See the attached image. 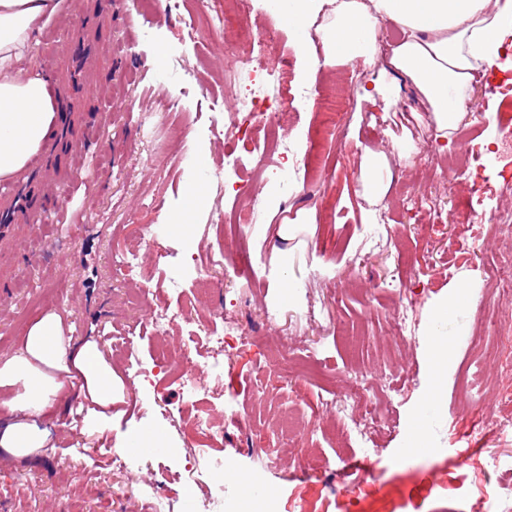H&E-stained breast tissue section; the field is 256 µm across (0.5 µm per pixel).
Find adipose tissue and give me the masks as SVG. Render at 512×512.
Wrapping results in <instances>:
<instances>
[{"instance_id": "adipose-tissue-1", "label": "adipose tissue", "mask_w": 512, "mask_h": 512, "mask_svg": "<svg viewBox=\"0 0 512 512\" xmlns=\"http://www.w3.org/2000/svg\"><path fill=\"white\" fill-rule=\"evenodd\" d=\"M61 4L0 0L1 180L24 176L53 127V100L30 55ZM384 19L399 22L403 32L387 67L411 79L439 137H452L467 118L473 71L495 64L504 32L512 31V0H335L320 27L330 57L375 66ZM79 380L106 420L115 393L111 362L96 343L72 347L60 315L42 318L17 353L0 362V448L22 456L35 447L37 420L55 414Z\"/></svg>"}]
</instances>
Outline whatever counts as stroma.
Segmentation results:
<instances>
[{"label":"stroma","mask_w":512,"mask_h":512,"mask_svg":"<svg viewBox=\"0 0 512 512\" xmlns=\"http://www.w3.org/2000/svg\"><path fill=\"white\" fill-rule=\"evenodd\" d=\"M106 7L112 29L100 36L95 18ZM250 15L252 24L279 33L277 53L262 57V65L276 66L285 55L294 61L293 87L320 96L345 90L351 121L346 146L324 141L320 179L308 180L300 169L273 184L255 167L242 172L265 200L257 222L238 226L229 242L249 256L242 276L252 285L231 282L211 292L191 256L215 246L217 221L231 206V182L210 177L224 166L217 131L238 103L224 85L230 58L223 44L203 34L189 37L152 0H63L61 17L39 35L32 64L61 83L74 72L59 50L64 41L78 35L97 51L84 74L89 88L74 101L71 134L60 148L73 154L74 164L43 177L61 212L41 211L37 223L19 217L13 240L0 243V361L20 348L34 322L57 313L74 345L100 346L123 390L109 423L89 413L83 423H71L81 403L73 391L57 417L39 421L43 447L20 458L0 449V512H156L158 496L168 512H193L192 500L207 497L212 480L188 460L218 454L247 479L263 476L278 512H310L302 473L322 464L326 512H368L371 499L386 495L400 498V512H512V408L499 407L493 388L497 381L512 383V335L501 339L502 358L480 367L479 392L461 396L456 380L460 365L475 362L469 335L484 319L477 298L483 272L512 252V234L495 221L512 208V198L487 196L472 205L466 176L440 183L434 168L396 150L402 138L429 137L440 159L460 155L466 137L498 139L512 113L501 109L495 87L512 79V54L484 70V82L474 84L467 101L469 123L448 143L438 138L403 74L329 60L316 23H307L308 38H298L268 0H251ZM368 149L384 154L387 166L385 184L369 195L359 179ZM400 188L434 195L444 224L434 230L416 223L396 199ZM469 206L476 211L475 232L455 221ZM182 216L190 231H171ZM284 224L300 230L291 254L279 258L274 249ZM389 225L403 228L400 247H374ZM126 249L140 253L138 277H128L121 264ZM175 268L181 285L166 288L164 276ZM294 280L300 286L291 294L286 285ZM188 299L197 303L191 318L156 335L154 307L175 308ZM442 306L448 351L437 360L430 331ZM408 307L415 327L391 346ZM227 309L253 331L252 345L224 358L239 391L227 408L247 413L253 428L226 426L197 450L188 442L197 408L179 391V368L140 384L111 339L129 340L146 369L158 350L174 359L194 345L199 372L209 362L205 332ZM436 385L440 401L422 437L417 420ZM355 392L368 409L385 412L386 421L338 435L341 413L322 417L316 405ZM464 408L494 417L492 441L460 439ZM291 418L309 428L299 447L288 450L281 424ZM148 437L158 438L159 447H140ZM257 446L283 455L282 466L265 470L263 456L253 452ZM107 448L120 452L123 467L109 462ZM347 464L357 468V489L346 486Z\"/></svg>","instance_id":"35a3bbf8"}]
</instances>
